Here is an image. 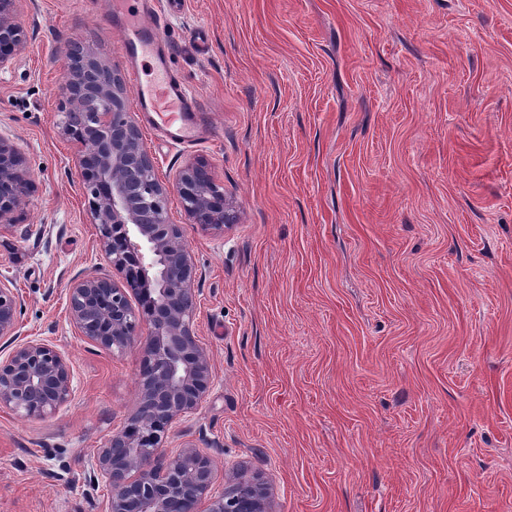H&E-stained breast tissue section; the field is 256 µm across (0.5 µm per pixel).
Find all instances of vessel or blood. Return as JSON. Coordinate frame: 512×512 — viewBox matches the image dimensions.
Returning a JSON list of instances; mask_svg holds the SVG:
<instances>
[{"label": "vessel or blood", "instance_id": "1", "mask_svg": "<svg viewBox=\"0 0 512 512\" xmlns=\"http://www.w3.org/2000/svg\"><path fill=\"white\" fill-rule=\"evenodd\" d=\"M109 0V13L119 23L121 48L130 63V79L135 101L145 115L148 127L165 134L172 142L184 144L201 134L183 80L171 69L170 58L164 50L163 31L150 22L153 0ZM150 57L156 78L145 82L142 57Z\"/></svg>", "mask_w": 512, "mask_h": 512}]
</instances>
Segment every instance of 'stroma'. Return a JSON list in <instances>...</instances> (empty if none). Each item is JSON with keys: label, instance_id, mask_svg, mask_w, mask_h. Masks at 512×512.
Returning a JSON list of instances; mask_svg holds the SVG:
<instances>
[{"label": "stroma", "instance_id": "35a3bbf8", "mask_svg": "<svg viewBox=\"0 0 512 512\" xmlns=\"http://www.w3.org/2000/svg\"><path fill=\"white\" fill-rule=\"evenodd\" d=\"M0 138L31 193L0 228L22 339L68 360L69 403L0 410V512H105L98 448L136 406L141 355L74 328L100 268L58 87L69 42L127 75L106 0H16ZM154 17L205 135L127 108L159 177L198 163L235 213L188 225L213 380L163 440L215 491L261 473L272 512H512V0H182Z\"/></svg>", "mask_w": 512, "mask_h": 512}]
</instances>
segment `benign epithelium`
Returning <instances> with one entry per match:
<instances>
[{"mask_svg":"<svg viewBox=\"0 0 512 512\" xmlns=\"http://www.w3.org/2000/svg\"><path fill=\"white\" fill-rule=\"evenodd\" d=\"M15 0H0V70L20 51L25 33L13 17ZM58 92L76 145L75 167L106 265L124 274L120 287L105 273L73 281L69 317L98 347L141 351L144 366L135 411L98 450L97 476L109 487L107 512H272L271 491L258 474L232 469L224 491L213 487L211 458L194 445L175 456L162 448L177 420L194 414L212 383L207 354L193 330L196 266L185 228L169 220L176 192L189 223L222 231L233 223L224 187L201 165H188L175 184L159 180L140 131L127 112L120 74L94 49L72 43ZM30 179L18 151L0 141V224L27 201ZM153 284L146 307L129 299L134 279ZM17 297L0 283V338L17 336ZM72 373L53 346L31 339L0 360V409L46 418L69 402Z\"/></svg>","mask_w":512,"mask_h":512,"instance_id":"1","label":"benign epithelium"}]
</instances>
